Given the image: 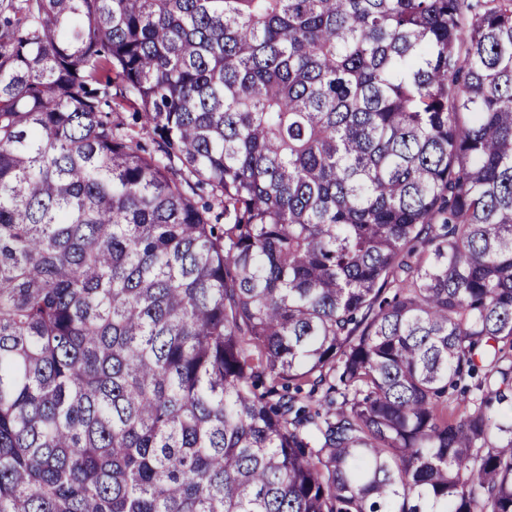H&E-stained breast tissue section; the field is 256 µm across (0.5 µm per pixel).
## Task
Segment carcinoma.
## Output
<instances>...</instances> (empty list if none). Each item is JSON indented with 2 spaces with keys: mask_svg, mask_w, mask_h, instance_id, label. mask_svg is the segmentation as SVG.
<instances>
[{
  "mask_svg": "<svg viewBox=\"0 0 512 512\" xmlns=\"http://www.w3.org/2000/svg\"><path fill=\"white\" fill-rule=\"evenodd\" d=\"M491 2L0 0V512H512Z\"/></svg>",
  "mask_w": 512,
  "mask_h": 512,
  "instance_id": "cac0c4a2",
  "label": "carcinoma"
}]
</instances>
